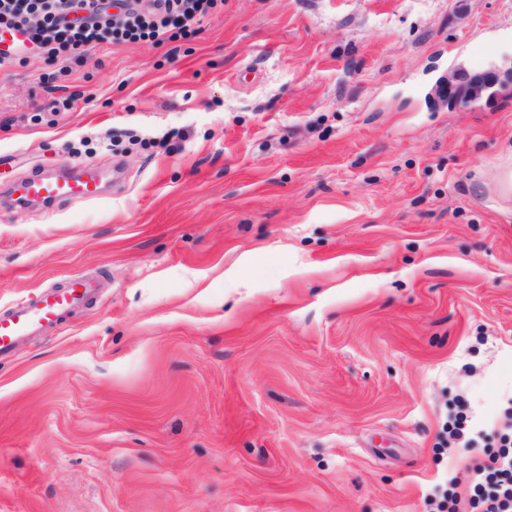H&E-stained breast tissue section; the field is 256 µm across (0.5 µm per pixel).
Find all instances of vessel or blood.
I'll use <instances>...</instances> for the list:
<instances>
[{"instance_id": "b4317fda", "label": "vessel or blood", "mask_w": 512, "mask_h": 512, "mask_svg": "<svg viewBox=\"0 0 512 512\" xmlns=\"http://www.w3.org/2000/svg\"><path fill=\"white\" fill-rule=\"evenodd\" d=\"M14 192L18 203L38 202L45 206L60 199L95 202L104 196L99 175L89 168L76 174L65 171L53 177L36 175L15 185ZM94 292L93 281L74 276L0 313V359L12 355L21 339L59 327L72 307L89 300Z\"/></svg>"}]
</instances>
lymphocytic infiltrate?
<instances>
[{
  "mask_svg": "<svg viewBox=\"0 0 512 512\" xmlns=\"http://www.w3.org/2000/svg\"><path fill=\"white\" fill-rule=\"evenodd\" d=\"M216 0H0V27L25 31L31 45L53 56L102 44L148 40L156 44L194 34ZM448 434L469 455L468 481L449 475L424 503L430 512H512V432L498 448L483 447L482 424L451 416Z\"/></svg>",
  "mask_w": 512,
  "mask_h": 512,
  "instance_id": "f902f5d3",
  "label": "lymphocytic infiltrate"
}]
</instances>
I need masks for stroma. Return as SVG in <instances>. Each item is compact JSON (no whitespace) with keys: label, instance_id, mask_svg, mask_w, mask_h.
Segmentation results:
<instances>
[{"label":"stroma","instance_id":"1","mask_svg":"<svg viewBox=\"0 0 512 512\" xmlns=\"http://www.w3.org/2000/svg\"><path fill=\"white\" fill-rule=\"evenodd\" d=\"M512 0H218L176 48L0 71V311L95 301L0 360V512H423L448 407L512 396ZM76 94L71 111L52 98ZM509 59L504 58L502 64L493 66L484 73L468 75L462 72L452 74L447 80L439 83L436 91L444 96L451 108H465L469 104L490 96L498 89H506L512 81V69ZM13 192L20 204L38 202L44 206L60 199L77 203L95 202L104 196L101 179L90 168L76 174L65 171L53 177L36 175L15 185Z\"/></svg>","mask_w":512,"mask_h":512}]
</instances>
